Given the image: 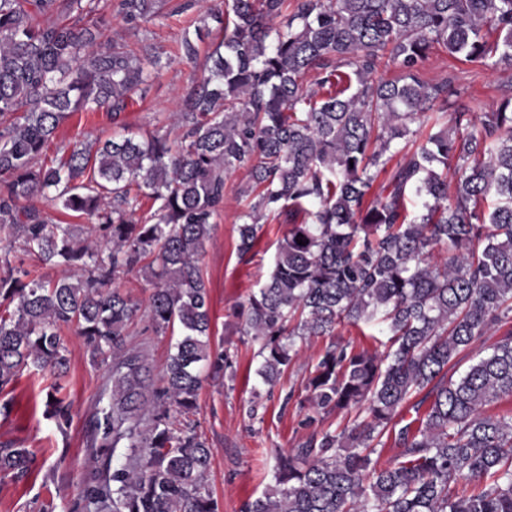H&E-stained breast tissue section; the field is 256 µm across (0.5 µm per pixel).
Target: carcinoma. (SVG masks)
<instances>
[{"label":"carcinoma","mask_w":512,"mask_h":512,"mask_svg":"<svg viewBox=\"0 0 512 512\" xmlns=\"http://www.w3.org/2000/svg\"><path fill=\"white\" fill-rule=\"evenodd\" d=\"M287 3L214 0L186 20L181 59L197 64L204 33L218 43L177 102L173 138L174 127L125 122L171 59L108 32L114 15L136 30L195 0H0V397L27 370L65 374L60 332L75 328L107 366L89 461L128 450L87 498L99 512H219L212 448L170 412L196 411L206 379L235 377L229 353L211 350L200 256L225 177L243 169L239 251L254 249L270 213L286 227L268 280L234 311L267 393L299 340L349 325L387 341L379 351L333 340L307 367V433L275 452L270 483L240 512H512V410L488 413L512 397V329L478 349L512 323V100L478 125L456 112L407 149L411 125L453 94L423 78L429 50L511 62L512 0H295L274 26ZM487 24L503 37L489 40ZM311 72L317 91L304 87ZM78 112L106 113L112 136L48 160ZM382 173L381 196L365 204ZM440 245L448 257L435 261ZM26 257L56 275L30 276ZM140 278L152 285L144 300L127 290ZM140 316L177 335L157 387L147 348L126 340ZM61 390L44 403L60 427L72 407ZM332 412L347 425L324 426ZM30 463L28 449L0 446V473L22 480Z\"/></svg>","instance_id":"obj_1"}]
</instances>
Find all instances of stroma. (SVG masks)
<instances>
[{"instance_id":"35a3bbf8","label":"stroma","mask_w":512,"mask_h":512,"mask_svg":"<svg viewBox=\"0 0 512 512\" xmlns=\"http://www.w3.org/2000/svg\"><path fill=\"white\" fill-rule=\"evenodd\" d=\"M183 28L179 17L158 19L136 32L128 30L121 20H113V39L155 44L174 58L146 99L127 112L126 120L131 126L150 129L155 123H167L169 114L176 109L177 95L200 77V68L178 58ZM422 73L428 81H445L453 89L454 94L448 99L449 112H468L476 120L512 98V65L492 69L451 55L438 45L429 51ZM111 134L112 125L105 113H79L60 126L48 155L58 160L67 156L75 141L91 142ZM244 182L243 173L227 176L224 209L215 220L200 259L209 288L212 346L217 351L230 350L237 362L234 380L204 383L199 408L193 415L213 450L209 481L220 512H239L245 501L258 497L271 479L275 450L293 447L302 436L295 407H283L281 395L290 390L302 393L305 361L316 358L329 342L325 336L303 341L302 360L283 375L280 394L264 399L258 419L246 416L245 407L257 384V346L233 328L232 308L245 302L249 293L267 280L284 227L279 221H266L259 232L255 254H239L237 224L244 203L238 197V189ZM146 326L143 320L131 324L128 339L134 345L146 344L151 374L157 380L175 338L149 333ZM62 338L69 358L62 385L73 402L72 418L61 432L54 420L43 413L42 402L53 382L50 372H26L18 378L13 390L14 409L0 414V445L12 443L29 449L32 470L22 482L0 474V512H97L85 500V489L96 485L106 469L125 460L126 451L120 448L113 456H100L96 465H87L95 400L105 368L92 363L88 348L74 330L63 329Z\"/></svg>"}]
</instances>
